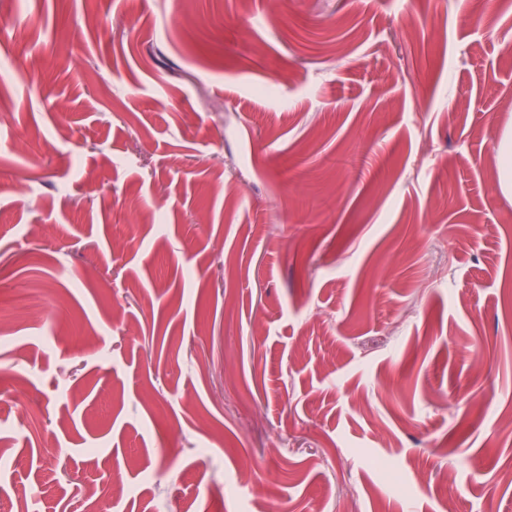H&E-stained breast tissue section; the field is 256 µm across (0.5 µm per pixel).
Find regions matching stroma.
<instances>
[{
  "instance_id": "35a3bbf8",
  "label": "stroma",
  "mask_w": 512,
  "mask_h": 512,
  "mask_svg": "<svg viewBox=\"0 0 512 512\" xmlns=\"http://www.w3.org/2000/svg\"><path fill=\"white\" fill-rule=\"evenodd\" d=\"M509 137L512 0H0V512H512Z\"/></svg>"
}]
</instances>
